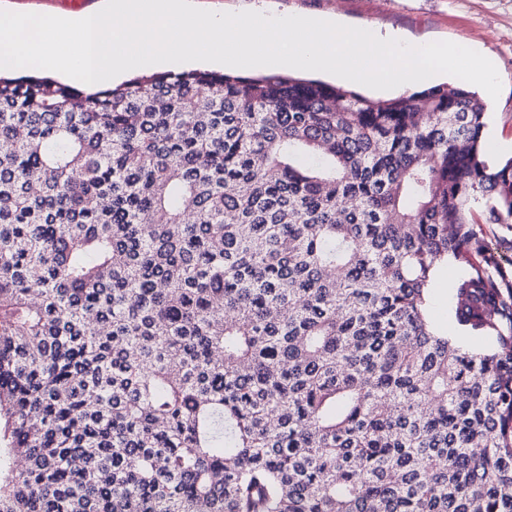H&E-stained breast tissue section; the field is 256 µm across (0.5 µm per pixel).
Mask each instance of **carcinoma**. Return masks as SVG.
Returning <instances> with one entry per match:
<instances>
[{
	"mask_svg": "<svg viewBox=\"0 0 512 512\" xmlns=\"http://www.w3.org/2000/svg\"><path fill=\"white\" fill-rule=\"evenodd\" d=\"M486 125L445 84L0 77V512H512ZM456 273V268L448 264V268L445 267L437 274L429 302L430 314L435 327L448 336L457 334L455 324L450 316L454 300L451 290L448 288V280L453 281Z\"/></svg>",
	"mask_w": 512,
	"mask_h": 512,
	"instance_id": "carcinoma-1",
	"label": "carcinoma"
}]
</instances>
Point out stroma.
<instances>
[{
	"label": "stroma",
	"instance_id": "stroma-1",
	"mask_svg": "<svg viewBox=\"0 0 512 512\" xmlns=\"http://www.w3.org/2000/svg\"><path fill=\"white\" fill-rule=\"evenodd\" d=\"M216 12L254 8L291 15H338L346 24L370 25L409 41L463 42L494 59L502 80L498 98L479 91L488 112L484 143L494 159L512 156V0H197ZM455 267L442 269L430 295V314L442 333L455 335L448 282Z\"/></svg>",
	"mask_w": 512,
	"mask_h": 512
}]
</instances>
